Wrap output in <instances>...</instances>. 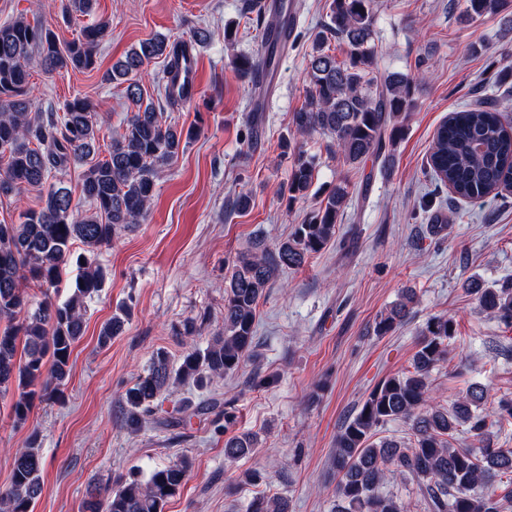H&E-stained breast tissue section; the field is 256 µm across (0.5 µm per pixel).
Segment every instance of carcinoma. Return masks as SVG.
<instances>
[{"mask_svg":"<svg viewBox=\"0 0 512 512\" xmlns=\"http://www.w3.org/2000/svg\"><path fill=\"white\" fill-rule=\"evenodd\" d=\"M94 0H61L70 17L93 10ZM506 0H464L463 17L476 21L497 15ZM246 9L258 11L259 34L271 26L267 5L249 0ZM375 0H329L326 20L312 38L306 71V102L292 113L291 124L300 136L319 133L330 138L328 149L343 163L357 166L373 157L385 165L404 132V122L414 108L417 81L430 65L415 62L412 77L376 75L374 42ZM107 27L86 25L80 35L60 45L56 34L20 17L0 24V193L41 186L52 173L70 162L88 165L82 191L90 209L82 213L73 205L70 191L53 185L42 206L23 214L19 224L0 221V393L18 395L11 406L17 425L27 422L34 402L59 399L70 376V356L84 334L86 300L97 294L105 272L99 265L76 258L82 272L72 294L63 303L46 295L33 302L23 283H55L73 258L80 242L89 248L108 246L119 231L136 224L154 197L157 170L179 151L182 131L164 118L161 105L144 100L136 75L146 62L163 57L167 70L175 67V47L163 38L139 44L109 73V79L126 83L125 93L137 111L122 131L112 136L105 155L99 153V128L90 101L75 96L61 112L30 116L26 98L29 61L37 54L45 73L72 66L92 70L97 49ZM345 46L340 60L331 41ZM276 44L257 59L241 57L239 75L254 80L261 65L273 66ZM291 161L285 191L288 203L308 198L316 171V158L302 146L286 141ZM430 181L448 187L455 195L479 202L512 187V119L493 108L467 107L448 113L435 134L425 166ZM348 184L334 185L288 238L268 246L262 239L227 264L224 279V323L206 346L195 320L183 324L180 336L186 351L179 365L168 353H152L145 372L124 393L125 426L135 432L156 414L158 398L172 384L202 386L236 371L255 348L256 316L260 300L279 273L297 270L336 237V224L349 197ZM461 288L475 297L480 309L501 325L512 328V279L483 286L476 279ZM415 294L407 292L390 309L380 313L374 332L385 336L409 314ZM26 312L23 322L15 320ZM125 315H114L99 332L108 344L124 327ZM410 367L386 378L368 394L357 412L336 435L333 454L336 474V512H407L400 497L381 491L391 474L417 483L427 500L428 512H505L512 503V448L498 446V435L512 423V397L501 396L487 405L488 388L470 384L450 404L443 405L432 386V372L449 361L460 341L456 321L448 314L430 317ZM408 425L402 440L377 437L391 421ZM468 433L479 448L457 443ZM258 445L254 434L231 435L224 440V456L243 458ZM10 484L0 489V512H32L45 491L44 457L37 433L11 455ZM193 466L182 456L144 473L132 471L115 485L88 491L80 512H164L179 494ZM507 480H501V477ZM248 512H288L278 498L259 497Z\"/></svg>","mask_w":512,"mask_h":512,"instance_id":"obj_1","label":"carcinoma"}]
</instances>
